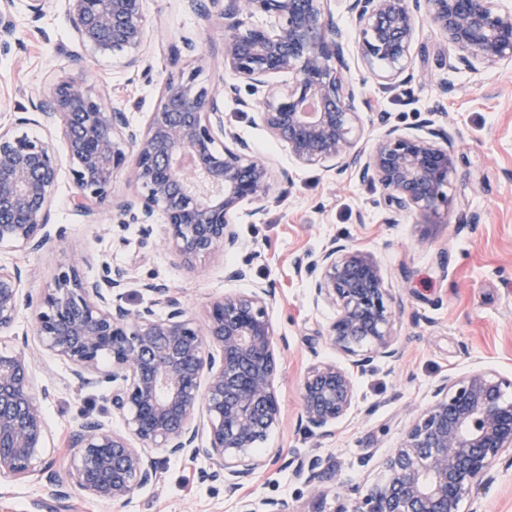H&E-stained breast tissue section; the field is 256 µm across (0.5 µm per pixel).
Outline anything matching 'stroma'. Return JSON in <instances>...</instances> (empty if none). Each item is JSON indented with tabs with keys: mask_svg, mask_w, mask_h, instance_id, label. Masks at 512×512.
Instances as JSON below:
<instances>
[{
	"mask_svg": "<svg viewBox=\"0 0 512 512\" xmlns=\"http://www.w3.org/2000/svg\"><path fill=\"white\" fill-rule=\"evenodd\" d=\"M145 10L160 40L150 73L136 76L110 59L70 61L64 52L74 43L65 14L54 11L34 24L23 4H16V32L0 44V125H9L19 106L61 78L81 80L95 94L108 92L112 106L141 126L154 111L165 81L178 77L193 53L207 57L200 82L211 85L225 78L219 16L203 21L183 0H145ZM184 38L193 43V51L172 56L171 44ZM438 41L430 25L420 22L412 60L417 79L407 87L379 86L357 56L348 58L350 81L363 87L373 103L361 112L363 145H372L379 134L375 111L389 112L413 133L435 102L443 101L447 116L441 124L453 133L464 159L451 177L452 203L435 223L385 210L376 184L295 164L287 147L272 140L252 113L228 100L225 125L292 175L288 183L274 180L261 203V216L250 217L253 205L247 202L234 219L240 239L259 254L251 281L224 278L225 268L240 261L238 253H225L220 261L202 258L187 267L164 245L162 225L146 237L135 224L113 231L103 214L94 220L74 215L67 205L71 181L65 172L55 190L47 246L36 254L0 247V264L31 271L33 291L52 283L65 258L81 259L80 269L89 278L97 276L106 260L126 270L132 304L141 301V282L153 278L181 293L200 321L211 301L225 293L248 290L254 281L274 284L278 300L268 315L277 344L280 418L257 447L267 463L244 485L243 495L287 500L292 512L353 506L359 493L384 480L383 455L398 444L414 413L430 403L441 377L474 369L512 377V64L487 66L477 75L451 71L436 64ZM333 239L372 251L390 287L401 296L404 305L393 330L403 355L398 363L380 360L373 371L355 375L353 407L329 437L318 438L299 426L300 381L316 363L343 365L347 359L321 336L336 316L335 307L312 305L310 277L297 272L296 261ZM33 371L37 384L50 392L44 410L51 430L47 457L54 470L66 468L69 437L85 418L122 430L105 401V390L78 388L66 361L44 352ZM299 455L336 465L350 493L333 488L324 500H315L292 474ZM207 467L201 459L171 458L162 465L159 486L141 491L128 503L106 508L73 490L58 510L237 512L234 502L225 499L222 483L202 479ZM47 499L35 478L0 483V512H46Z\"/></svg>",
	"mask_w": 512,
	"mask_h": 512,
	"instance_id": "35a3bbf8",
	"label": "stroma"
}]
</instances>
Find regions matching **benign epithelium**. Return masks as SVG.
<instances>
[{"mask_svg": "<svg viewBox=\"0 0 512 512\" xmlns=\"http://www.w3.org/2000/svg\"><path fill=\"white\" fill-rule=\"evenodd\" d=\"M64 2L65 15L80 48L93 56L140 68L148 58L153 25L144 0H23L38 22ZM208 21L223 20L224 70L231 83L198 82L206 58L198 55L186 76L167 81L143 127L112 108L104 93L68 79L29 100L17 124H35L60 135L68 152L71 211L94 217L109 207L115 174L127 169L132 196L112 207L110 220L123 231L137 224L145 235L165 225L168 249L191 266L205 257L247 250L232 224L245 202L269 193L267 161L224 126V99L253 111L267 133L288 147L300 165L349 172L376 183L381 204L392 213L431 218L450 204L447 189L458 162L453 135L427 112L417 133H403L386 112L368 150L358 145L357 94L344 78L347 55L355 51L370 73L403 85L409 71L419 19L444 39L440 66L464 68L512 62V7L504 0H346L358 36L349 45L336 22L331 0H184ZM15 0L0 4V38L13 35ZM260 14L264 25L251 23ZM275 74L291 83L274 84ZM134 162L125 167L127 153ZM61 159L52 137H29L0 126V244L38 252L49 242L54 193ZM258 252L248 250L227 278L249 277ZM73 258L53 285L33 294L27 274L0 265V481L45 473L50 430L35 387L34 352L27 341L4 339L21 311L32 310L40 346L67 361L81 386L107 390L112 413L122 419L116 432L87 417L72 433L71 461L64 476L47 477L49 495L67 497L71 484L85 497L110 506L127 503L160 480L164 457L202 458L206 477L224 480L236 495L263 466L254 449L280 417L274 388L277 360L267 309L275 291L266 285L226 294L211 303L197 323L170 289L144 282L154 300L131 307L127 272L101 264L86 278ZM316 273L313 301L338 308L323 336L350 358L352 369L320 362L301 383V425L324 436L354 402V372L377 359L400 356L392 329L395 298L386 287L375 255L334 240L307 262ZM164 308L158 314L155 306ZM512 379L475 369L450 375L433 389L400 442L382 460L386 478L372 485L353 509L337 512H460L463 499L487 490L497 467L512 465ZM294 476L321 498L326 484H342L336 468L318 457L299 458ZM240 512H291L283 499L240 498Z\"/></svg>", "mask_w": 512, "mask_h": 512, "instance_id": "obj_1", "label": "benign epithelium"}]
</instances>
